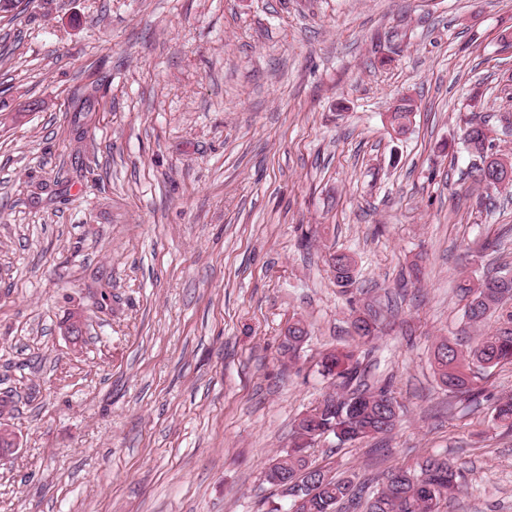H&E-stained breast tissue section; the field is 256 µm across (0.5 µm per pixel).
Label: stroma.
<instances>
[{"mask_svg": "<svg viewBox=\"0 0 512 512\" xmlns=\"http://www.w3.org/2000/svg\"><path fill=\"white\" fill-rule=\"evenodd\" d=\"M20 9L0 17V421L19 442L0 512H266L263 472L366 303L382 332L364 362L403 415L310 460L363 475L439 455L468 485L447 512H512V431L490 422L512 365L480 373L475 401L431 366L464 325L458 274L512 270V189L475 183L463 143L478 115L512 153V0ZM406 93L418 110L395 139L385 114ZM336 252L357 260L353 295ZM296 318L310 335L291 363ZM328 263L333 273V264L336 265V273H334L336 285L342 289V292H348L356 281L357 263L355 258L345 252H336L330 255Z\"/></svg>", "mask_w": 512, "mask_h": 512, "instance_id": "stroma-1", "label": "stroma"}]
</instances>
